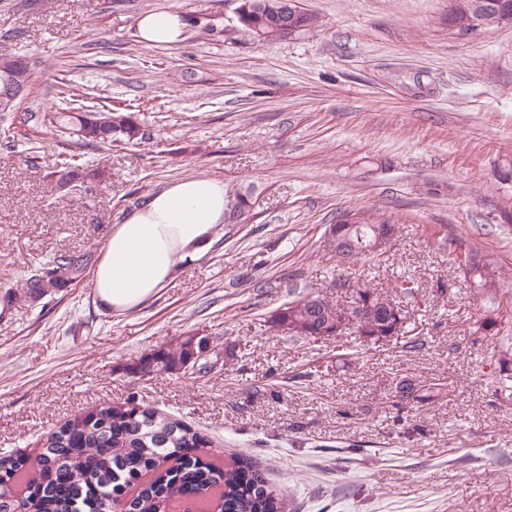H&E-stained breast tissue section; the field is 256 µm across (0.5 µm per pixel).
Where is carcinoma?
<instances>
[{"label":"carcinoma","mask_w":512,"mask_h":512,"mask_svg":"<svg viewBox=\"0 0 512 512\" xmlns=\"http://www.w3.org/2000/svg\"><path fill=\"white\" fill-rule=\"evenodd\" d=\"M285 0H241L240 25L257 37L276 36L272 30ZM50 123L75 132L84 145L134 142L140 126L131 116L115 109L81 106L50 113ZM70 176L69 190L78 193L99 173L80 169L72 157L57 161L56 173ZM395 227L383 214L364 213L360 231L353 232L354 263L369 254L359 247V234H372L379 226ZM94 264L91 252L62 254L35 270L24 287L36 294L53 293L82 283ZM347 312L324 297L305 295L281 305L270 319L272 328L299 325L319 330L345 319ZM360 336L373 342L406 334L401 319L387 312L379 320L358 325ZM218 358L213 340L202 336L161 347L139 364L145 375H161L181 368L206 351ZM210 439L187 422L146 405L134 396L122 402L101 403L65 422L41 439L34 453L0 455V470L9 481L0 486V512H112L117 497L124 495L126 512H178L193 500L200 512L211 501L222 503L224 512H284L283 496L270 484L265 472L247 458L233 456L229 463L216 457L205 463L194 455L210 446Z\"/></svg>","instance_id":"1"}]
</instances>
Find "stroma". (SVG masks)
<instances>
[{"instance_id": "obj_1", "label": "stroma", "mask_w": 512, "mask_h": 512, "mask_svg": "<svg viewBox=\"0 0 512 512\" xmlns=\"http://www.w3.org/2000/svg\"><path fill=\"white\" fill-rule=\"evenodd\" d=\"M318 25L262 42L239 0H0V54L26 56L28 95L0 112V453L129 395L182 418L213 449L251 457L286 512H512V25L448 35L450 0H300ZM171 9L179 43L144 44L137 20ZM120 107L141 141L91 147L56 131L60 83ZM62 152L103 172L57 188ZM35 157L27 165L26 157ZM200 175L245 195L206 250L135 311L92 281L30 295L38 262L101 255L113 225L157 190ZM398 217L387 259L362 271L323 246L352 209ZM458 241L493 284L473 288L444 255ZM361 277L401 298L403 339L356 326L318 341L268 319L308 293L348 307ZM198 333L227 355L208 376L142 377L161 346ZM430 389L403 400L401 381Z\"/></svg>"}]
</instances>
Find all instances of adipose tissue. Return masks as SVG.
Segmentation results:
<instances>
[{"label": "adipose tissue", "instance_id": "obj_1", "mask_svg": "<svg viewBox=\"0 0 512 512\" xmlns=\"http://www.w3.org/2000/svg\"><path fill=\"white\" fill-rule=\"evenodd\" d=\"M184 26L178 12L156 10L140 18L138 31L142 41L162 46L180 40ZM229 204L223 182L203 176L153 194L113 226L93 272L99 300L117 314L138 309L171 280L180 262L200 254Z\"/></svg>", "mask_w": 512, "mask_h": 512}]
</instances>
